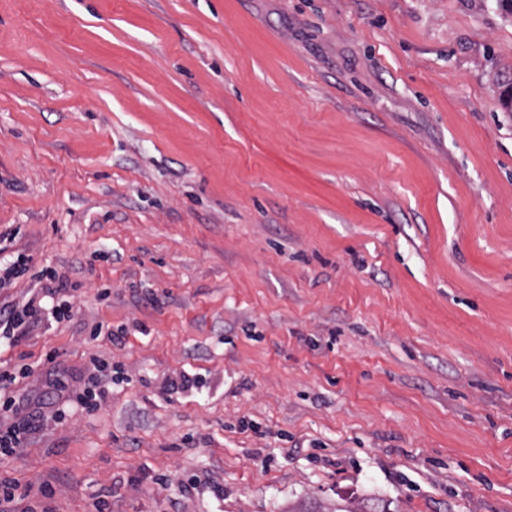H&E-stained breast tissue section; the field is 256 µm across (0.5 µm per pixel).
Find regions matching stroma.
I'll return each mask as SVG.
<instances>
[{"instance_id":"35a3bbf8","label":"stroma","mask_w":512,"mask_h":512,"mask_svg":"<svg viewBox=\"0 0 512 512\" xmlns=\"http://www.w3.org/2000/svg\"><path fill=\"white\" fill-rule=\"evenodd\" d=\"M507 65L500 0H0V232L75 287L25 390L128 377L0 468L55 512H512Z\"/></svg>"}]
</instances>
